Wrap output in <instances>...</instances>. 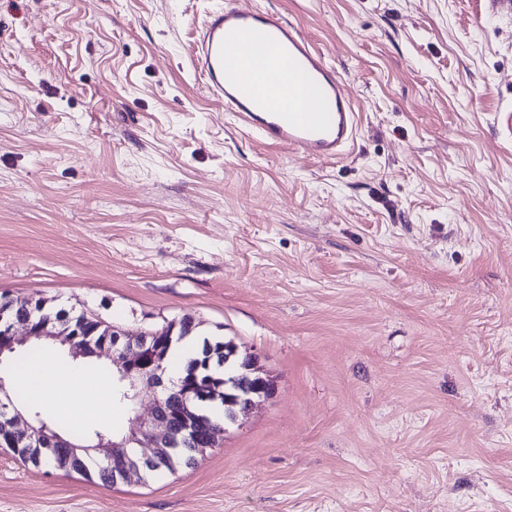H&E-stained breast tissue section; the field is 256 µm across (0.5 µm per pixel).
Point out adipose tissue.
<instances>
[{"mask_svg":"<svg viewBox=\"0 0 512 512\" xmlns=\"http://www.w3.org/2000/svg\"><path fill=\"white\" fill-rule=\"evenodd\" d=\"M11 386L25 392L30 402L57 413L67 410L80 416L110 409L107 385L90 369L77 372L67 364L50 369L39 361L17 375Z\"/></svg>","mask_w":512,"mask_h":512,"instance_id":"ef3b65f1","label":"adipose tissue"}]
</instances>
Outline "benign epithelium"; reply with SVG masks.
I'll use <instances>...</instances> for the list:
<instances>
[{"instance_id": "obj_1", "label": "benign epithelium", "mask_w": 512, "mask_h": 512, "mask_svg": "<svg viewBox=\"0 0 512 512\" xmlns=\"http://www.w3.org/2000/svg\"><path fill=\"white\" fill-rule=\"evenodd\" d=\"M28 301L8 294L0 296V362L14 353L18 339L16 331L25 330L28 339L63 340L74 358L112 353V365L117 369V382L122 398L136 402L140 391L150 390L155 395L151 416L144 420L134 416L136 428L119 441L102 434L92 444H75L62 433L39 418L25 417L14 407L4 388L0 386V447L1 448H58L78 458L91 453L107 461L112 471L136 477L130 470L128 458H135L150 466L168 458L186 447L195 452L214 448L226 431V425L247 415L261 399L275 393L274 380L262 369L256 354L240 353L232 341L223 344L219 352L208 349L206 368L214 359L237 358L241 374L233 379L234 390H227L224 377L212 373H192L188 378L169 377L164 361L163 341L173 340L178 327L189 335L193 322L185 318L159 330L142 331L132 335L120 326H112V345L93 344L79 340L84 327L61 320L14 319L12 309L22 308ZM139 448H155L151 456H141Z\"/></svg>"}]
</instances>
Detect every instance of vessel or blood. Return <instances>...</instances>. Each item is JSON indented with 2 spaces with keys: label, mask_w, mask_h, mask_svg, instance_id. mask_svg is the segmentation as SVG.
Returning a JSON list of instances; mask_svg holds the SVG:
<instances>
[{
  "label": "vessel or blood",
  "mask_w": 512,
  "mask_h": 512,
  "mask_svg": "<svg viewBox=\"0 0 512 512\" xmlns=\"http://www.w3.org/2000/svg\"><path fill=\"white\" fill-rule=\"evenodd\" d=\"M193 62L211 96L265 145L333 162L353 144L358 114L343 78L282 16L225 0L207 15Z\"/></svg>",
  "instance_id": "obj_1"
}]
</instances>
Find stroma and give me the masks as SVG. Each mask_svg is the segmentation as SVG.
<instances>
[{"label":"stroma","mask_w":512,"mask_h":512,"mask_svg":"<svg viewBox=\"0 0 512 512\" xmlns=\"http://www.w3.org/2000/svg\"><path fill=\"white\" fill-rule=\"evenodd\" d=\"M221 0H0V292L191 316L276 393L195 465L103 487L0 448V512H512V12L248 0L360 114L263 144L193 66Z\"/></svg>","instance_id":"obj_1"}]
</instances>
